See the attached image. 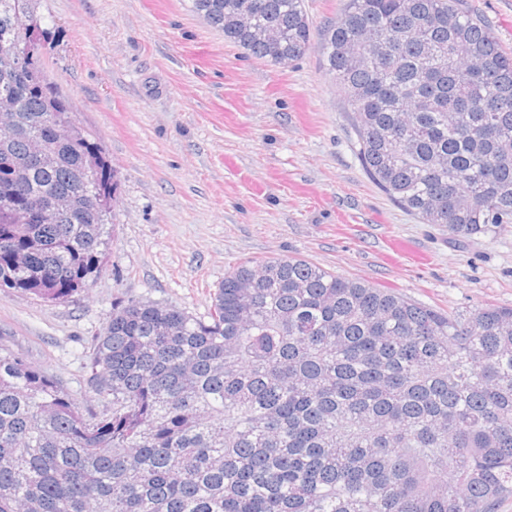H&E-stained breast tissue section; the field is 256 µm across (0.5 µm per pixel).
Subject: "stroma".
<instances>
[{"mask_svg":"<svg viewBox=\"0 0 512 512\" xmlns=\"http://www.w3.org/2000/svg\"><path fill=\"white\" fill-rule=\"evenodd\" d=\"M512 53V0H467ZM42 61L118 184L105 261L56 302L0 288V347L81 407L116 300L208 319L226 273L297 257L445 311L512 307V224L462 238L366 175L319 43L286 65L245 55L191 0H39Z\"/></svg>","mask_w":512,"mask_h":512,"instance_id":"1","label":"stroma"}]
</instances>
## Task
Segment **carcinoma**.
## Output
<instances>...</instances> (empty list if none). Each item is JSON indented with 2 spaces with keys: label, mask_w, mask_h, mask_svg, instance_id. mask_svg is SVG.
I'll use <instances>...</instances> for the list:
<instances>
[{
  "label": "carcinoma",
  "mask_w": 512,
  "mask_h": 512,
  "mask_svg": "<svg viewBox=\"0 0 512 512\" xmlns=\"http://www.w3.org/2000/svg\"><path fill=\"white\" fill-rule=\"evenodd\" d=\"M192 0L249 56L310 48L304 0ZM33 0H0V288L48 301L100 268L116 186L42 68ZM36 35L21 62L14 46ZM323 64L369 178L469 237L512 224V53L467 0H346ZM69 207L16 223L35 200ZM82 410L0 349V512H496L512 496V307L449 313L299 258L224 275L210 320L112 308Z\"/></svg>",
  "instance_id": "1"
}]
</instances>
